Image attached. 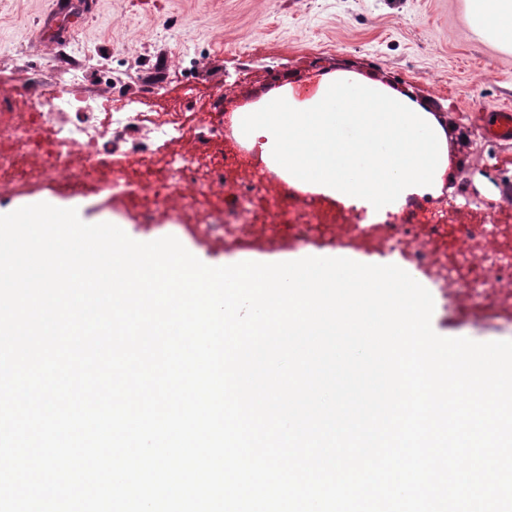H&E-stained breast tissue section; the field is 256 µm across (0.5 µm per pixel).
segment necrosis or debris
I'll return each instance as SVG.
<instances>
[{"instance_id": "obj_1", "label": "necrosis or debris", "mask_w": 512, "mask_h": 512, "mask_svg": "<svg viewBox=\"0 0 512 512\" xmlns=\"http://www.w3.org/2000/svg\"><path fill=\"white\" fill-rule=\"evenodd\" d=\"M85 73L74 68L56 86L49 111L25 116L0 109V185L27 176L26 157L43 154L44 171L61 180L74 195L93 188L131 200L150 215L172 204L199 214L203 229L223 239L225 250L245 249L244 228L261 226L270 243L297 248H359L377 244L379 257L412 264L433 284L443 305H450L449 286L462 288L474 308H482L498 288L512 284V248L480 254L483 240L499 231L497 213L479 223L456 226L444 209L429 215L387 212L370 217L366 210L329 216L321 202L304 197L266 166L255 165L248 181L228 192L223 206L210 197L226 185L232 171L242 169L239 153L225 148L223 113L205 121L198 152L189 156L174 149L188 137L174 113L154 111L151 99L136 96L113 107L85 94ZM165 148L162 172L147 166L152 148ZM345 224L343 237L328 236L330 223Z\"/></svg>"}]
</instances>
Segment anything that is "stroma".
Here are the masks:
<instances>
[{
	"mask_svg": "<svg viewBox=\"0 0 512 512\" xmlns=\"http://www.w3.org/2000/svg\"><path fill=\"white\" fill-rule=\"evenodd\" d=\"M60 15L52 0H0V102L23 101L44 112L40 95L69 68L87 73L85 89L124 99L152 91L159 111L189 122L233 113L285 84L309 85L321 74L351 71L410 95L448 129V181L439 199L410 210L447 206L469 188L479 212L505 206L512 192V140L484 131L485 113L512 106V55L475 40L463 0H71ZM201 93L188 100L185 82ZM497 167L490 183L478 171ZM31 178L0 187V209L23 201H65L62 186L27 159ZM78 213L92 224L119 218L128 236L172 235L206 264L235 252L208 237L199 218L158 207L151 221L125 198L88 191ZM434 331L478 342L512 340V290L482 312L435 307Z\"/></svg>",
	"mask_w": 512,
	"mask_h": 512,
	"instance_id": "1",
	"label": "stroma"
}]
</instances>
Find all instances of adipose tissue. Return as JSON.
<instances>
[{
    "label": "adipose tissue",
    "instance_id": "1",
    "mask_svg": "<svg viewBox=\"0 0 512 512\" xmlns=\"http://www.w3.org/2000/svg\"><path fill=\"white\" fill-rule=\"evenodd\" d=\"M472 34L512 54V0H464ZM237 141L258 148L293 188L345 208L398 211L439 198L448 132L436 114L397 90L346 71L315 85L287 84L232 118Z\"/></svg>",
    "mask_w": 512,
    "mask_h": 512
}]
</instances>
